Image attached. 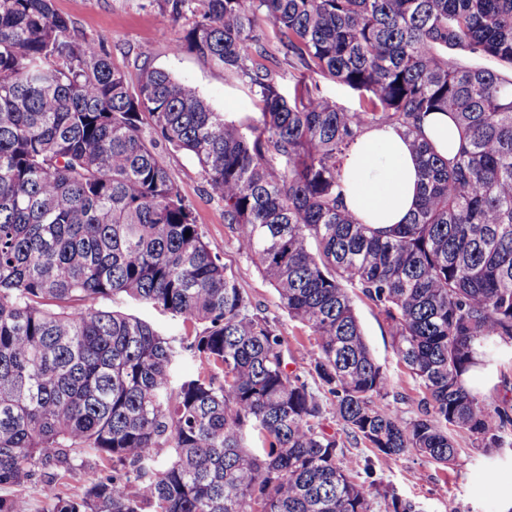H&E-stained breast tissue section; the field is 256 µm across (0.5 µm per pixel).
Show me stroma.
Segmentation results:
<instances>
[{"mask_svg": "<svg viewBox=\"0 0 512 512\" xmlns=\"http://www.w3.org/2000/svg\"><path fill=\"white\" fill-rule=\"evenodd\" d=\"M54 5L59 14L73 21L82 38L109 52L113 63L124 70L129 84H137L140 67L147 60L176 79L194 83L210 105L228 119L240 121L259 112L256 87L227 77L193 53L174 51V42L192 18L180 17L167 32H160L158 21L164 0H54ZM161 155L180 194L193 207L210 251L235 275L259 314L276 323L284 340L288 371L305 374L311 344L308 328L289 318L274 288L239 250L234 234L224 222V204L210 195L197 163L181 151L165 149ZM352 301L373 357L390 375L389 403L406 418L417 417L422 392L395 358L386 322L360 293H353ZM318 396L324 410L325 432L343 439L349 458L370 464L374 479L393 488L399 497L416 502L422 512H445L450 501L455 502L459 512H512L511 449L490 459L474 448L467 436L460 435L456 438L457 459L447 468L415 454L381 460L348 435L334 414L331 395L322 390ZM490 471L495 474L491 480L486 477Z\"/></svg>", "mask_w": 512, "mask_h": 512, "instance_id": "35a3bbf8", "label": "stroma"}]
</instances>
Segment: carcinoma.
Segmentation results:
<instances>
[{"label": "carcinoma", "mask_w": 512, "mask_h": 512, "mask_svg": "<svg viewBox=\"0 0 512 512\" xmlns=\"http://www.w3.org/2000/svg\"><path fill=\"white\" fill-rule=\"evenodd\" d=\"M191 15L175 43L259 89L258 118L236 122L199 89L143 61L129 86L54 0H0V512H391L416 505L356 480L323 406L287 371L276 326L211 253L158 152L197 162L224 223L314 336L307 369L336 419L378 458L453 464L455 433L487 455L512 447V401L475 389L512 350V0H166ZM273 34L316 76L365 96L348 112L308 85L285 99ZM447 112L460 133L440 156L422 131ZM149 115L156 137L143 130ZM404 129L421 195L381 235L340 204L349 144ZM378 309L392 349L423 391L404 418L385 403L351 291ZM143 303L192 331L92 303ZM193 375H176L185 358ZM258 433L261 448L244 435ZM169 450L156 463V449ZM96 458L69 497L51 471Z\"/></svg>", "instance_id": "1"}]
</instances>
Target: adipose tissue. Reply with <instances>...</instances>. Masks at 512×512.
<instances>
[{"instance_id":"obj_1","label":"adipose tissue","mask_w":512,"mask_h":512,"mask_svg":"<svg viewBox=\"0 0 512 512\" xmlns=\"http://www.w3.org/2000/svg\"><path fill=\"white\" fill-rule=\"evenodd\" d=\"M422 131L440 155H456L459 136L448 114H426ZM419 169V158L399 128L367 129L344 158L338 191L345 209L360 223L378 230L406 223L418 203Z\"/></svg>"}]
</instances>
